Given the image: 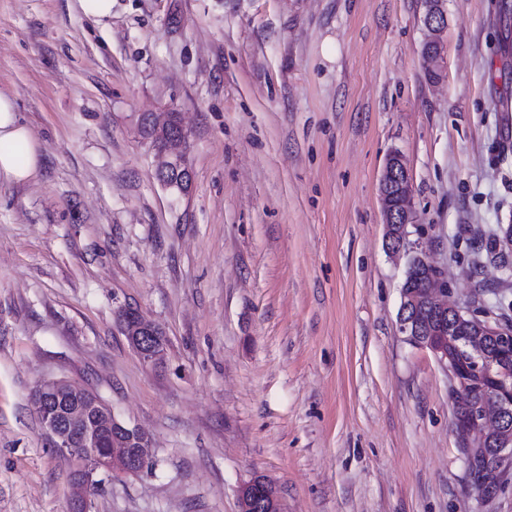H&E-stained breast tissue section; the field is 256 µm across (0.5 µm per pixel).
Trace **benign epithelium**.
Instances as JSON below:
<instances>
[{"instance_id": "7a95c632", "label": "benign epithelium", "mask_w": 512, "mask_h": 512, "mask_svg": "<svg viewBox=\"0 0 512 512\" xmlns=\"http://www.w3.org/2000/svg\"><path fill=\"white\" fill-rule=\"evenodd\" d=\"M444 0H429L424 25L429 35L422 49L426 71L432 82L443 79L445 60V13ZM175 123L174 113L167 114L164 121L150 115L139 127V135L147 142L160 138L165 147H153L158 159L160 183L167 187L172 172L191 173L187 133H170ZM386 224V246L395 254L401 252L408 226L415 223L411 183L404 157L401 152H391L382 170L379 184ZM418 271L425 279L426 288L421 294H410L401 290V307L398 315L399 330L414 344L426 348L447 365L446 358L440 357L442 349L432 340L434 336H467L465 349L472 360L483 365L487 375L512 390V367L489 363L485 360L488 341L498 340L505 345L512 344V322L479 319L467 308L450 299L448 283L443 272L428 258L417 253L408 260V271ZM434 306L440 313L436 324H422L416 309L420 302ZM119 325L131 348L148 369L162 365L168 342L159 339L161 328L132 308L117 312ZM31 402L35 407L46 436L53 448L76 462L70 481L72 512H92L91 488L102 473L116 469L128 475H138L152 463V439L137 427H131L103 410L104 403L86 396L85 388L63 378L42 379L31 391ZM466 435L479 433L484 440L493 432L496 440L491 452L485 457L484 474L491 478L502 468L512 464V425L505 408L489 405L480 411L467 413ZM108 438L109 447L99 449L103 438ZM268 492L263 479H252L239 492L240 510H246V502L260 493Z\"/></svg>"}]
</instances>
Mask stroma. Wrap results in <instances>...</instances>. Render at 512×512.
<instances>
[{"label": "stroma", "instance_id": "35a3bbf8", "mask_svg": "<svg viewBox=\"0 0 512 512\" xmlns=\"http://www.w3.org/2000/svg\"><path fill=\"white\" fill-rule=\"evenodd\" d=\"M512 0H0V92L41 148L0 182V512H72L69 465L30 403L62 376L154 441L93 512H239L257 476L283 512H512L475 489L448 372L399 330L406 253L379 180L404 156L411 250L461 305L512 321ZM179 114L192 187L137 133ZM164 331L143 366L117 320ZM429 8L424 17V25L429 35L422 49L426 71L432 82L438 83L443 79L445 60V13L444 0H427Z\"/></svg>", "mask_w": 512, "mask_h": 512}]
</instances>
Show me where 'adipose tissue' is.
<instances>
[{
	"label": "adipose tissue",
	"instance_id": "1",
	"mask_svg": "<svg viewBox=\"0 0 512 512\" xmlns=\"http://www.w3.org/2000/svg\"><path fill=\"white\" fill-rule=\"evenodd\" d=\"M40 162V148L30 129L17 116L14 100L0 93V180H29Z\"/></svg>",
	"mask_w": 512,
	"mask_h": 512
}]
</instances>
